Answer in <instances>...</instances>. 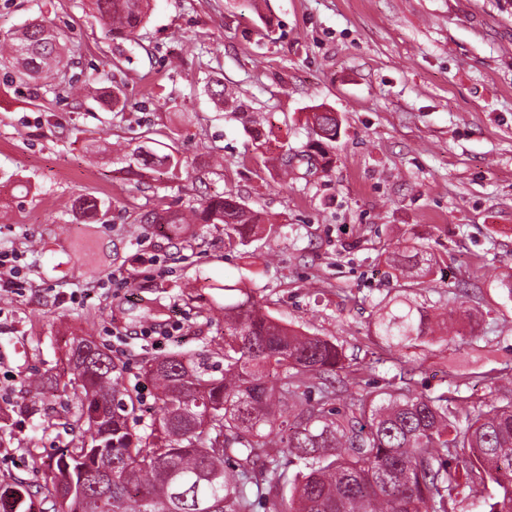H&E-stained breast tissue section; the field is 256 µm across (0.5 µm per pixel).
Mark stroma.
I'll use <instances>...</instances> for the list:
<instances>
[{
	"label": "stroma",
	"instance_id": "stroma-1",
	"mask_svg": "<svg viewBox=\"0 0 512 512\" xmlns=\"http://www.w3.org/2000/svg\"><path fill=\"white\" fill-rule=\"evenodd\" d=\"M41 21L66 46L52 81L0 64V251L20 254L19 285L0 286V479L40 483L72 435L68 351L89 337L123 367L147 432L153 389L143 360L200 353L224 335V287L264 312L343 347L355 372L344 408L399 378L414 393L470 400L512 391V0H154L134 44L113 42L89 0H0V40ZM121 89L123 111L93 78ZM224 84V98L206 92ZM336 112L329 167L296 155L316 109ZM266 133L256 152L246 117ZM175 152L181 169L125 175L136 146ZM233 193L268 227L247 247L198 224L174 244L152 209L182 210ZM104 205L84 223L79 197ZM420 237L438 263L409 288L385 259ZM200 284L196 299L185 282ZM429 316L472 308L476 340L428 339L388 355L374 335L381 305Z\"/></svg>",
	"mask_w": 512,
	"mask_h": 512
}]
</instances>
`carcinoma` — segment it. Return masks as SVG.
<instances>
[{
  "instance_id": "cac0c4a2",
  "label": "carcinoma",
  "mask_w": 512,
  "mask_h": 512,
  "mask_svg": "<svg viewBox=\"0 0 512 512\" xmlns=\"http://www.w3.org/2000/svg\"><path fill=\"white\" fill-rule=\"evenodd\" d=\"M112 39L129 41L143 27L151 0H94ZM61 33L37 22L0 42V56L26 77L49 76L60 63ZM311 150L301 159H326L340 126L336 113L312 112ZM125 172L172 168L179 161L138 146L124 156ZM102 200L82 197L78 208L93 220ZM177 239L194 224L224 225V242L245 246L261 224L230 194L211 196L190 213L162 209L145 216ZM389 262L425 284L437 263L430 248L413 243ZM224 338L191 358L143 362L155 391L157 418L150 432L129 425L136 403L123 386V368L94 341L73 343L69 356L78 412L73 436L40 485L15 478L0 483V512H63L58 499L72 487L68 512H459L477 499L479 512H512V397L470 406L466 399L417 395L389 385L335 407L331 374L344 369L339 345L307 336L262 311L256 297L224 286ZM469 310L435 325L406 302L386 305L375 335L402 348L438 333L460 335ZM318 398H313V394ZM283 448L286 460L274 449ZM296 465L294 474L289 467ZM496 493L479 496L487 484Z\"/></svg>"
}]
</instances>
